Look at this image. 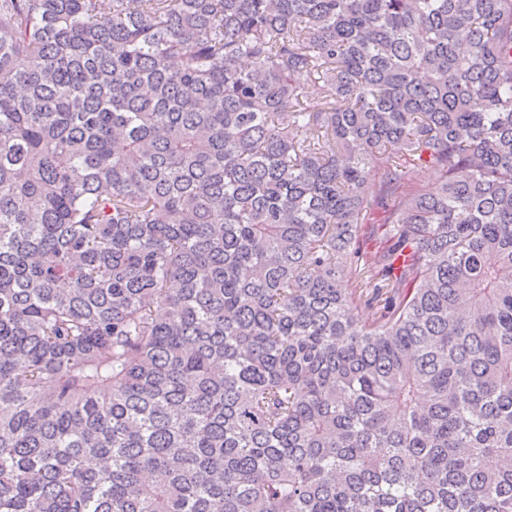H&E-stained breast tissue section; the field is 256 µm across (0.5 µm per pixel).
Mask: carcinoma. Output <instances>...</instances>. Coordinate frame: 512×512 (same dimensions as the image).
Segmentation results:
<instances>
[{"instance_id": "1", "label": "carcinoma", "mask_w": 512, "mask_h": 512, "mask_svg": "<svg viewBox=\"0 0 512 512\" xmlns=\"http://www.w3.org/2000/svg\"><path fill=\"white\" fill-rule=\"evenodd\" d=\"M0 512H512V0H0Z\"/></svg>"}]
</instances>
